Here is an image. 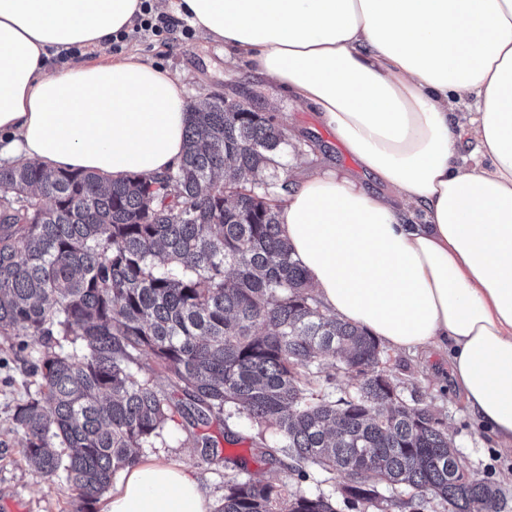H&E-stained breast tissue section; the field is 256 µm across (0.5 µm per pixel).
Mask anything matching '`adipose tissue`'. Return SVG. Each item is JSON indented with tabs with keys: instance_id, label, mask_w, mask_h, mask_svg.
Wrapping results in <instances>:
<instances>
[{
	"instance_id": "adipose-tissue-1",
	"label": "adipose tissue",
	"mask_w": 512,
	"mask_h": 512,
	"mask_svg": "<svg viewBox=\"0 0 512 512\" xmlns=\"http://www.w3.org/2000/svg\"><path fill=\"white\" fill-rule=\"evenodd\" d=\"M141 3L0 0V159L114 180L179 163L180 80L136 53L92 56ZM167 8L312 106L385 186L324 169L283 196L282 234L324 307L388 348L445 352L468 412L512 446V0ZM212 505L193 471L146 458L100 512Z\"/></svg>"
}]
</instances>
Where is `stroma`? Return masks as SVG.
<instances>
[{"label": "stroma", "instance_id": "1", "mask_svg": "<svg viewBox=\"0 0 512 512\" xmlns=\"http://www.w3.org/2000/svg\"><path fill=\"white\" fill-rule=\"evenodd\" d=\"M123 48L137 50L148 61L177 73L188 102L216 94L246 105H258L276 115L290 140L303 145L299 154L289 158V168L294 173L326 168L340 175L358 173L356 161L332 129L320 120L318 112L295 103L288 95L266 89L264 78L249 63L235 54L224 53L222 46L213 43L202 31L195 29L186 36L177 30L164 39L136 38L125 42ZM12 343V337L0 336V512H8L9 504L14 502L27 512H74L75 495L65 480L40 476L22 455V435L14 429L11 417L34 386L22 361L14 357ZM388 355L387 373L402 394L416 396L441 411L449 435L476 478L498 485L505 494L502 512H512V450L502 447L468 414L452 387L447 358L438 352L428 355L394 349ZM234 432L238 441L225 444L224 454L231 459L245 458L252 478L290 487L298 485L310 494L324 493L337 512H351L341 494L346 476L322 484L313 480L295 483L285 469L253 454L254 427L243 423ZM205 437L223 441V426L216 422L186 429L170 425L165 445L144 449L143 454L188 465L213 501L218 502L224 495L228 471L222 464L202 460L198 444Z\"/></svg>", "mask_w": 512, "mask_h": 512}]
</instances>
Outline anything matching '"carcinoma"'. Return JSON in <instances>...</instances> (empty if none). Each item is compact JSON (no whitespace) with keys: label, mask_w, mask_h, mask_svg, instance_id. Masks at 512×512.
Returning <instances> with one entry per match:
<instances>
[{"label":"carcinoma","mask_w":512,"mask_h":512,"mask_svg":"<svg viewBox=\"0 0 512 512\" xmlns=\"http://www.w3.org/2000/svg\"><path fill=\"white\" fill-rule=\"evenodd\" d=\"M189 112L183 157L160 176L0 165V336L38 348V389L12 415L23 457L90 512L176 417L221 421L229 443L245 418L296 481L347 476L359 512H499L498 486L455 482L440 418L402 397L374 337L325 309L282 237L279 170L297 145L222 96ZM328 359L353 390L331 391ZM215 512L337 510L236 475Z\"/></svg>","instance_id":"obj_1"}]
</instances>
